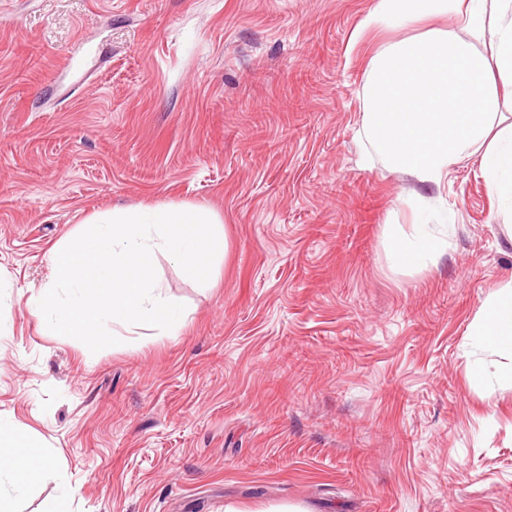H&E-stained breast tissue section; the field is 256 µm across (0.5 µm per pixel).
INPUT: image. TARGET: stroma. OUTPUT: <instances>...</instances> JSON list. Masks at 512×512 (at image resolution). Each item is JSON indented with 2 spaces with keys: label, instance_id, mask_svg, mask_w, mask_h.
Segmentation results:
<instances>
[{
  "label": "stroma",
  "instance_id": "35a3bbf8",
  "mask_svg": "<svg viewBox=\"0 0 512 512\" xmlns=\"http://www.w3.org/2000/svg\"><path fill=\"white\" fill-rule=\"evenodd\" d=\"M376 3L0 0V414L54 463L18 512H512V386L469 346L512 233L477 163L376 156L372 62L428 29L360 30ZM167 203L226 241L207 288L157 256L178 335L93 353L29 313L84 219ZM420 205L448 248L394 265Z\"/></svg>",
  "mask_w": 512,
  "mask_h": 512
}]
</instances>
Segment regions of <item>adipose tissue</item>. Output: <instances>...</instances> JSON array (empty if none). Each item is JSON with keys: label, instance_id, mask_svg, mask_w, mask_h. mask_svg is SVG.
Returning <instances> with one entry per match:
<instances>
[{"label": "adipose tissue", "instance_id": "ef3b65f1", "mask_svg": "<svg viewBox=\"0 0 512 512\" xmlns=\"http://www.w3.org/2000/svg\"><path fill=\"white\" fill-rule=\"evenodd\" d=\"M452 15L461 31L435 30L391 45L375 61L368 84L364 130L392 170L420 183L440 184L452 170L477 160L500 215L512 221V125L496 137L501 101L512 102V0H378L362 28L406 26ZM483 41L487 53L474 43ZM412 239L397 243L396 263L427 266L448 248L418 212ZM484 350L512 352V283L488 300L471 332ZM42 440L0 415V512L25 497L51 466Z\"/></svg>", "mask_w": 512, "mask_h": 512}]
</instances>
